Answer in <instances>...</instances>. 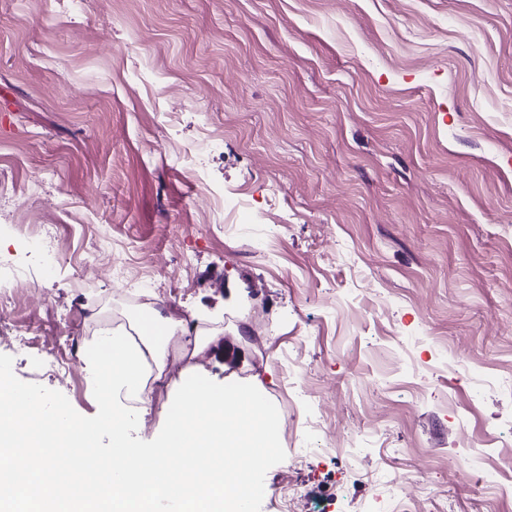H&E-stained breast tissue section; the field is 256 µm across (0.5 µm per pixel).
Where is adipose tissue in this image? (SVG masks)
I'll list each match as a JSON object with an SVG mask.
<instances>
[{"label":"adipose tissue","instance_id":"1","mask_svg":"<svg viewBox=\"0 0 512 512\" xmlns=\"http://www.w3.org/2000/svg\"><path fill=\"white\" fill-rule=\"evenodd\" d=\"M145 318L138 341L107 333L87 357L114 398L99 412L110 425L108 461L91 454L85 425L61 416L44 431L40 405L0 394V456L28 478L21 488L0 486V512H155L168 492L178 512H237L251 491L253 449L274 445L273 416L265 406L242 405L239 393L194 374L180 388V411L168 418L156 447H133L125 425L115 419L121 409L117 396L146 408L147 380L162 378L169 344H187L197 354L210 342L201 333L188 336L179 319L154 310ZM228 448L240 451L236 466L227 464Z\"/></svg>","mask_w":512,"mask_h":512}]
</instances>
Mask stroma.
Here are the masks:
<instances>
[{"instance_id":"stroma-1","label":"stroma","mask_w":512,"mask_h":512,"mask_svg":"<svg viewBox=\"0 0 512 512\" xmlns=\"http://www.w3.org/2000/svg\"><path fill=\"white\" fill-rule=\"evenodd\" d=\"M0 180V262L38 268L18 224L60 257L16 293L0 386L95 424L84 355L144 296L213 341L153 383L135 447L200 371L276 419L252 512L286 485L304 512H391L395 472L428 512H512L459 459L512 457V0H0ZM102 250L122 292L79 277Z\"/></svg>"}]
</instances>
